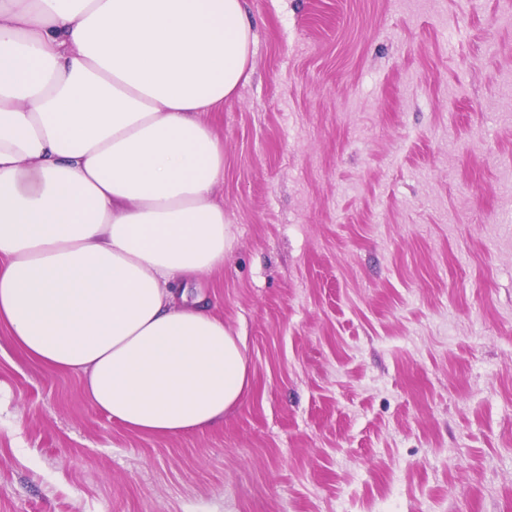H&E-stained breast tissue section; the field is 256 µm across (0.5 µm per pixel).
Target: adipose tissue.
<instances>
[{
    "label": "adipose tissue",
    "instance_id": "1",
    "mask_svg": "<svg viewBox=\"0 0 512 512\" xmlns=\"http://www.w3.org/2000/svg\"><path fill=\"white\" fill-rule=\"evenodd\" d=\"M255 43L246 0H0V323L142 435L205 429L249 384L188 283L224 264L208 115Z\"/></svg>",
    "mask_w": 512,
    "mask_h": 512
}]
</instances>
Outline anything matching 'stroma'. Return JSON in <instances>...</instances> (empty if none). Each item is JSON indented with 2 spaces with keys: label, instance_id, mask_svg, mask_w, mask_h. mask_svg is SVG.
<instances>
[{
  "label": "stroma",
  "instance_id": "35a3bbf8",
  "mask_svg": "<svg viewBox=\"0 0 512 512\" xmlns=\"http://www.w3.org/2000/svg\"><path fill=\"white\" fill-rule=\"evenodd\" d=\"M247 5L196 285L250 387L142 436L0 325V512H512V0Z\"/></svg>",
  "mask_w": 512,
  "mask_h": 512
}]
</instances>
